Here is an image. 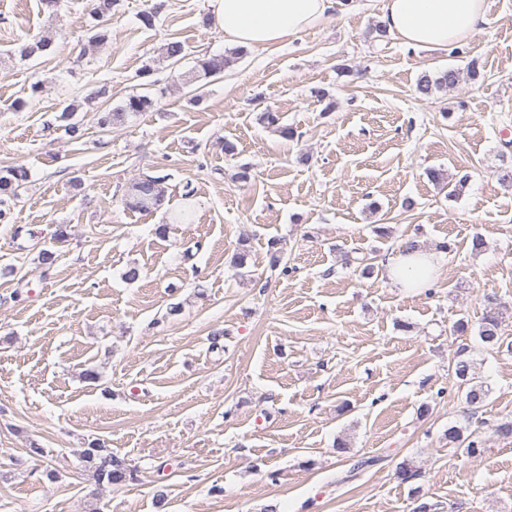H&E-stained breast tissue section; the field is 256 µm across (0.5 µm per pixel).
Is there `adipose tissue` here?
<instances>
[{
	"instance_id": "adipose-tissue-1",
	"label": "adipose tissue",
	"mask_w": 512,
	"mask_h": 512,
	"mask_svg": "<svg viewBox=\"0 0 512 512\" xmlns=\"http://www.w3.org/2000/svg\"><path fill=\"white\" fill-rule=\"evenodd\" d=\"M335 0H211L224 41L246 50L266 49L325 23ZM486 21L485 0H384L381 22L409 47L445 48ZM445 252L396 255L385 275L398 288H426Z\"/></svg>"
}]
</instances>
